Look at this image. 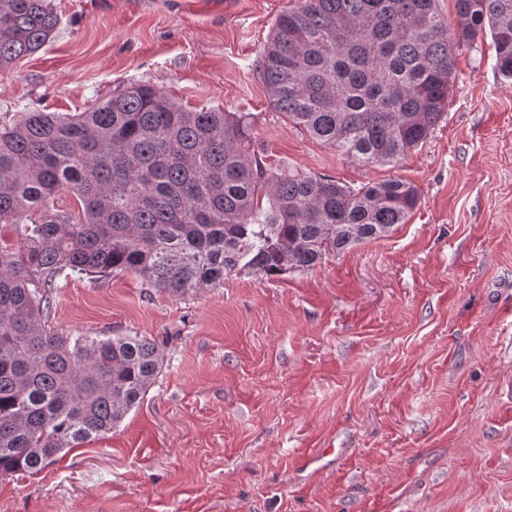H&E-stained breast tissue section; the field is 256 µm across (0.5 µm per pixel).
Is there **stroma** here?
Instances as JSON below:
<instances>
[{
  "label": "stroma",
  "mask_w": 512,
  "mask_h": 512,
  "mask_svg": "<svg viewBox=\"0 0 512 512\" xmlns=\"http://www.w3.org/2000/svg\"><path fill=\"white\" fill-rule=\"evenodd\" d=\"M52 3V38L0 71V128L146 83L254 113L270 165L399 177L420 203L312 269L185 296L60 278L52 326L161 340L162 372L116 432L0 478V512H512V79L490 38L457 50L429 138L365 167L268 103L260 50L295 0Z\"/></svg>",
  "instance_id": "1"
}]
</instances>
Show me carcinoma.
<instances>
[{
    "label": "carcinoma",
    "instance_id": "carcinoma-1",
    "mask_svg": "<svg viewBox=\"0 0 512 512\" xmlns=\"http://www.w3.org/2000/svg\"><path fill=\"white\" fill-rule=\"evenodd\" d=\"M297 0L258 72L292 124L363 166H396L448 108L455 50L489 34L512 78V0ZM50 0H0V70L40 50ZM252 112L187 111L133 84L0 129V477L37 474L117 429L162 368L159 343L47 323L57 280L132 273L184 295L244 270L280 276L387 236L420 202L401 178L353 188L270 166ZM67 189L74 215L50 204Z\"/></svg>",
    "mask_w": 512,
    "mask_h": 512
}]
</instances>
